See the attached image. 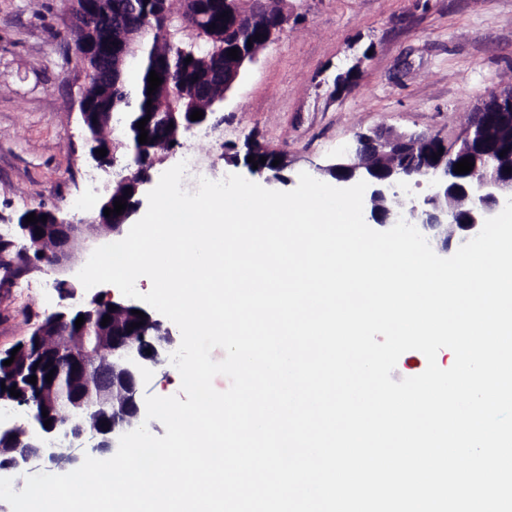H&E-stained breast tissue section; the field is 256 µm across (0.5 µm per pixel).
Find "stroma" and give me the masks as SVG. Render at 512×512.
I'll return each mask as SVG.
<instances>
[{
    "label": "stroma",
    "mask_w": 512,
    "mask_h": 512,
    "mask_svg": "<svg viewBox=\"0 0 512 512\" xmlns=\"http://www.w3.org/2000/svg\"><path fill=\"white\" fill-rule=\"evenodd\" d=\"M288 23L263 47L212 114L159 154L152 180L191 151L216 180L231 174L290 191L375 128L428 132L452 142L493 91L512 82V0H285ZM76 29L64 0H0V233L41 206L92 221L89 187L115 186L127 152L105 171L87 156L80 114ZM249 141L286 154L284 181H267L235 160ZM89 259L67 273L0 269V350L31 335L47 315L88 307L107 285L64 296Z\"/></svg>",
    "instance_id": "obj_1"
}]
</instances>
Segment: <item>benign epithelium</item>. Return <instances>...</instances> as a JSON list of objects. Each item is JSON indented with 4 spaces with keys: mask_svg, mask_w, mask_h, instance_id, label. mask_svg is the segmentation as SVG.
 <instances>
[{
    "mask_svg": "<svg viewBox=\"0 0 512 512\" xmlns=\"http://www.w3.org/2000/svg\"><path fill=\"white\" fill-rule=\"evenodd\" d=\"M283 0H265L268 10L277 18V24L268 29L265 42H270L288 22V16L278 8ZM144 27L135 28L127 39L116 42L106 39L102 42L82 44L74 48V56L81 61L93 56L102 62V68L92 71L82 69L83 87L99 83L108 75L117 62H124L138 50V36ZM257 58L251 50L234 61L229 70L218 74L223 93L210 97L209 108L224 102L227 94L244 72ZM431 144L437 159L428 160L416 171L392 164L382 170L367 157L385 158L389 155H414L424 144ZM481 153L474 160L476 167L483 170L480 184L463 191L462 201L466 210L458 212L448 202L450 179L454 167L448 162L471 157L473 145ZM181 140L174 142L142 145L144 161L137 165L131 175L123 178L118 186H126L136 194H142V187L151 181L150 168L155 154L173 153L182 147ZM506 152L512 157V85L489 96L485 106L474 113V120L453 142L429 133H398L391 129L379 128L372 133H361L352 149L354 159L339 158L326 168L336 180L341 171L349 173L343 179L347 182L367 183L363 206L369 208L370 218L377 224H394L403 219L417 224L429 244L440 251H448L452 244L463 245L482 229L484 221L499 214L506 200L512 197V171L502 166L499 153ZM426 182L428 194L423 201L401 198L404 186H417ZM143 200L132 207H126L122 214L109 217L104 212L90 224H77L71 219L54 215L48 224H16V231L24 240L23 248L15 249V242L0 236V269L12 267L14 263L30 268L46 265L58 266L64 259L79 250L88 249V243L99 245L100 230L112 232V240L118 241L132 226ZM42 229V236L35 235V229ZM115 310H109L110 306ZM91 308L102 314H112L107 325L101 322H85L78 330L66 327V316L55 313L44 319L36 329V347L21 343L16 355L11 350H0V358H14L5 366L0 363V405L46 409L51 424L43 426L45 418L37 414L27 427L12 426L0 428V435L7 434L26 442L21 448L0 447V471L16 470L31 473L49 461L61 469L65 461L73 457L70 450L86 437L98 440L94 448L114 452L119 437L137 428L145 419L140 388L146 366L157 367L166 364L178 348L172 328L154 310L142 301L124 296L118 288L104 299H95ZM144 312L141 318L134 311ZM143 325L131 328V324ZM37 363L47 374L55 370L51 382H43L33 390L22 383L31 363ZM95 378L94 402H85L82 385L86 376ZM16 387L20 396L10 395L9 389Z\"/></svg>",
    "mask_w": 512,
    "mask_h": 512,
    "instance_id": "7a95c632",
    "label": "benign epithelium"
}]
</instances>
